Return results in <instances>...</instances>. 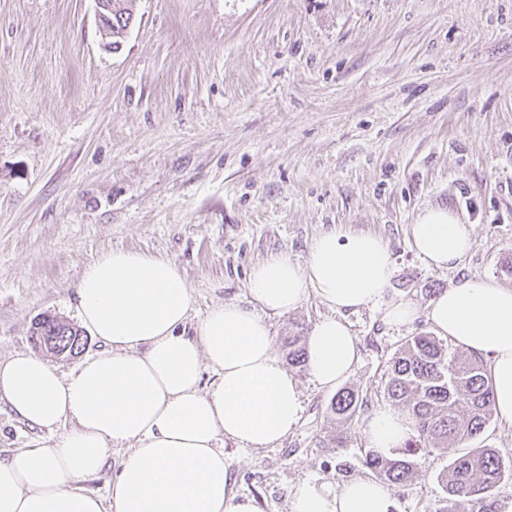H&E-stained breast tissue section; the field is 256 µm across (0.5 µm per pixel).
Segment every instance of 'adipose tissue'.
Listing matches in <instances>:
<instances>
[{"mask_svg":"<svg viewBox=\"0 0 512 512\" xmlns=\"http://www.w3.org/2000/svg\"><path fill=\"white\" fill-rule=\"evenodd\" d=\"M411 233L437 269L458 265L471 245L466 225L445 207L424 210ZM392 275L382 237L333 229L314 239L303 261L274 255L256 263L247 303L212 306L189 336L191 289L173 262L125 249L98 258L77 284L76 309L102 351L68 377L28 352L0 359V402L31 426L60 432L51 444L0 456V512H256L236 492L221 442L271 447L302 412L299 386L273 353L266 314L288 313L312 296L333 309L306 343L312 380L330 389L358 359L342 312L379 301ZM426 317L486 361L496 414L512 425V289L464 278ZM207 369L214 380L204 390ZM410 430L404 415L383 407L365 433L388 455ZM116 448L124 454L106 496L82 490ZM392 509L390 490L367 478L336 489L306 481L293 502V512Z\"/></svg>","mask_w":512,"mask_h":512,"instance_id":"ef3b65f1","label":"adipose tissue"}]
</instances>
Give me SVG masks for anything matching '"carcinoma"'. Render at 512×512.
<instances>
[{
    "mask_svg": "<svg viewBox=\"0 0 512 512\" xmlns=\"http://www.w3.org/2000/svg\"><path fill=\"white\" fill-rule=\"evenodd\" d=\"M112 28L132 21V0H115ZM32 335L57 336L58 345L72 355L73 337L83 330L46 314L35 319ZM301 337H288V362L295 367L306 363ZM387 395L407 408L419 441H410L392 456L368 451L365 464L388 488H400L421 466L425 455L448 452L452 459L440 474L447 497L442 512H457L462 504L469 512H497L495 490L506 477H512V461L493 448H471L459 454L457 448L481 435L495 413L494 398L484 361L459 355L445 348L429 333L407 341L390 365ZM361 407L359 395L340 390L330 409L337 418L351 420Z\"/></svg>",
    "mask_w": 512,
    "mask_h": 512,
    "instance_id": "cac0c4a2",
    "label": "carcinoma"
}]
</instances>
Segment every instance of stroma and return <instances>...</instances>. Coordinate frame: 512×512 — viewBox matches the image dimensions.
I'll list each match as a JSON object with an SVG mask.
<instances>
[{"label": "stroma", "instance_id": "obj_1", "mask_svg": "<svg viewBox=\"0 0 512 512\" xmlns=\"http://www.w3.org/2000/svg\"><path fill=\"white\" fill-rule=\"evenodd\" d=\"M118 50L94 0H0V357L35 352L36 318L79 324L83 270L115 249L165 257L185 276L191 322L246 301L251 267L303 260L335 227L388 244L382 300L346 320L359 360L333 391L293 369L303 411L271 448L225 441L235 488L257 512H292L306 480L371 477L365 428L388 405L389 362L431 331L429 303L458 280L512 288V0H134ZM449 208L471 248L455 268L413 247L423 210ZM419 317L395 328L386 305ZM333 311L310 297L268 316L274 352ZM52 434L0 403V452ZM433 452L393 512H438ZM359 395L351 389L340 390L333 401L330 409L337 418L351 420L361 407Z\"/></svg>", "mask_w": 512, "mask_h": 512}]
</instances>
